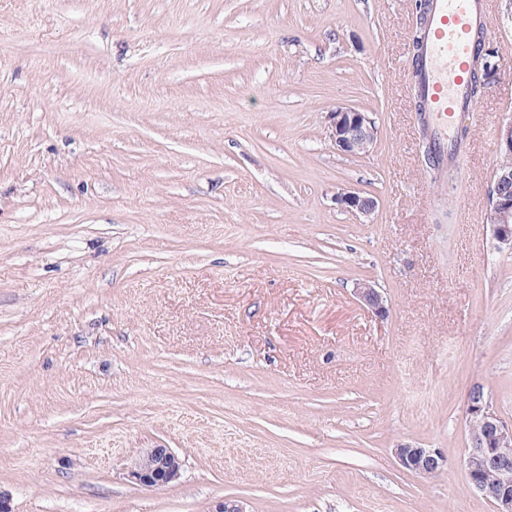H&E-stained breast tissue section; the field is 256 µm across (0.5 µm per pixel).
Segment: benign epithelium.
Returning a JSON list of instances; mask_svg holds the SVG:
<instances>
[{"label":"benign epithelium","instance_id":"1","mask_svg":"<svg viewBox=\"0 0 512 512\" xmlns=\"http://www.w3.org/2000/svg\"><path fill=\"white\" fill-rule=\"evenodd\" d=\"M330 140L336 150L348 156L367 154L375 145L378 127L369 112L354 107H338L329 113ZM499 154L510 160L493 171L487 212L497 243L512 251V120L502 123L497 132ZM336 203L357 218L368 219L376 201L359 191L340 188ZM358 299L378 318L388 308L384 297L369 281L355 288ZM467 444L462 465L467 489L480 494L495 512H512V423L504 420L484 385H473L467 394L465 409ZM394 454L402 468L429 477L447 464L435 448L401 444ZM182 468L179 456L170 448H145L132 461L129 475L146 487H163L178 479ZM494 478H488V475Z\"/></svg>","mask_w":512,"mask_h":512}]
</instances>
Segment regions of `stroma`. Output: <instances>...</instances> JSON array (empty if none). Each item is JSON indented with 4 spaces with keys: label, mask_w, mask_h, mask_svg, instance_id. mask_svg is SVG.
<instances>
[{
    "label": "stroma",
    "mask_w": 512,
    "mask_h": 512,
    "mask_svg": "<svg viewBox=\"0 0 512 512\" xmlns=\"http://www.w3.org/2000/svg\"><path fill=\"white\" fill-rule=\"evenodd\" d=\"M414 26V0H0L15 512H493L461 457L473 384L512 422V252L486 222L512 17L487 0L503 67L456 200L420 150ZM341 106L373 114L370 153L332 145ZM405 443L447 466L403 469ZM155 447L182 469L149 488L127 465ZM336 203L356 218L368 219L375 212L376 201L359 191L340 188L336 192ZM355 294L376 317L382 319L387 316L388 308L385 304L384 297L378 291V288H375L374 284L369 281L358 283L357 288H355Z\"/></svg>",
    "instance_id": "1"
}]
</instances>
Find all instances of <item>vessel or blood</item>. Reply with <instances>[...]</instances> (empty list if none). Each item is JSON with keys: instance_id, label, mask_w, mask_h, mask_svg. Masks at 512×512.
Segmentation results:
<instances>
[{"instance_id": "vessel-or-blood-1", "label": "vessel or blood", "mask_w": 512, "mask_h": 512, "mask_svg": "<svg viewBox=\"0 0 512 512\" xmlns=\"http://www.w3.org/2000/svg\"><path fill=\"white\" fill-rule=\"evenodd\" d=\"M483 0H429L423 68L416 89L422 95L439 155H447L459 113L475 112L468 94L474 56L473 34L485 24Z\"/></svg>"}]
</instances>
